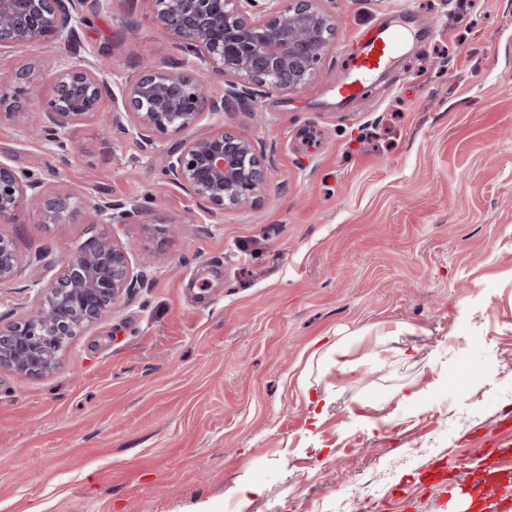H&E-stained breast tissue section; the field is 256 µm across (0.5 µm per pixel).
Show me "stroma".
<instances>
[{
  "mask_svg": "<svg viewBox=\"0 0 512 512\" xmlns=\"http://www.w3.org/2000/svg\"><path fill=\"white\" fill-rule=\"evenodd\" d=\"M340 26L316 79L197 128L251 138L274 169L258 204L213 218L105 118L62 159L9 117L0 159L81 199L135 202L127 224L0 221L21 263L0 321L28 316L65 250L113 238L152 252L146 284L72 336L48 374L0 367V512H327L384 479L385 512H483L425 478L503 436L512 388V0H324ZM407 30L345 99L365 36ZM66 40L8 49L0 68L48 75L85 59L108 81L178 59L149 0H107ZM414 326L404 354L380 326ZM358 369L341 373L335 343ZM416 396L406 400L402 390ZM255 484L241 501L235 490Z\"/></svg>",
  "mask_w": 512,
  "mask_h": 512,
  "instance_id": "stroma-1",
  "label": "stroma"
}]
</instances>
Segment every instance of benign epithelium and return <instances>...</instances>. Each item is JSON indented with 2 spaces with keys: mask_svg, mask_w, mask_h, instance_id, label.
Segmentation results:
<instances>
[{
  "mask_svg": "<svg viewBox=\"0 0 512 512\" xmlns=\"http://www.w3.org/2000/svg\"><path fill=\"white\" fill-rule=\"evenodd\" d=\"M104 0H0V49L71 39L80 11L96 13ZM159 30L175 41L180 58L169 65L137 63L112 84L91 65L63 64L51 76L53 97L33 118L14 100L31 93V72H0L13 95H0V112L31 127L62 157L76 152L70 126L92 119L112 101L110 126L134 135L149 154L159 139L183 133L167 150L166 178L209 216L228 207L252 205L266 193L273 168L248 137L225 129L193 133L206 112L231 102L254 106L271 92H295L312 83L330 50L336 16L324 0H149ZM224 80L221 96L207 84ZM23 207L38 210L45 224L93 213L97 224H123L138 207L110 201L80 202L65 190L48 191L41 181L0 160V219ZM21 274L11 239L0 235V285ZM144 284L127 253L114 240L92 236L65 254L61 272L39 289L41 302L27 318L0 323V366L24 374L54 369L60 344L112 310L125 293Z\"/></svg>",
  "mask_w": 512,
  "mask_h": 512,
  "instance_id": "benign-epithelium-1",
  "label": "benign epithelium"
}]
</instances>
